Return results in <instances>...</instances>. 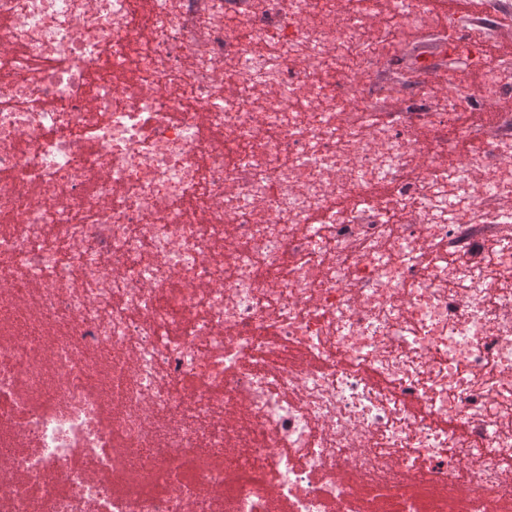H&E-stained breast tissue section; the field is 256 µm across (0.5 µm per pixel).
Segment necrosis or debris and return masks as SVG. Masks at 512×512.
I'll list each match as a JSON object with an SVG mask.
<instances>
[{
	"instance_id": "1",
	"label": "necrosis or debris",
	"mask_w": 512,
	"mask_h": 512,
	"mask_svg": "<svg viewBox=\"0 0 512 512\" xmlns=\"http://www.w3.org/2000/svg\"><path fill=\"white\" fill-rule=\"evenodd\" d=\"M438 27L0 0V512H512V67Z\"/></svg>"
}]
</instances>
